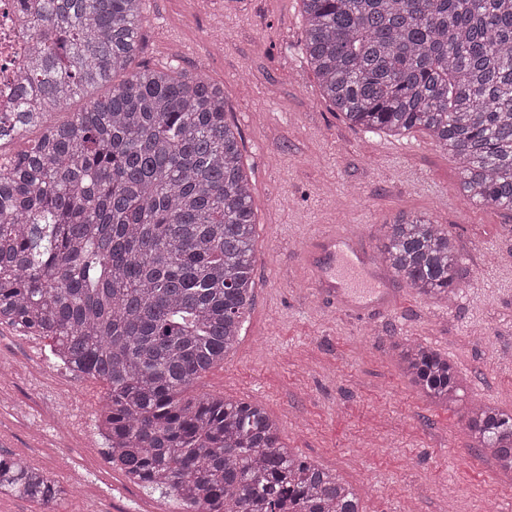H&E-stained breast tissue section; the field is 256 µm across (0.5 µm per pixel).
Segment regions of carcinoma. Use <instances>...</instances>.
I'll return each mask as SVG.
<instances>
[{"label":"carcinoma","mask_w":512,"mask_h":512,"mask_svg":"<svg viewBox=\"0 0 512 512\" xmlns=\"http://www.w3.org/2000/svg\"><path fill=\"white\" fill-rule=\"evenodd\" d=\"M143 2L19 0L34 53L0 145L40 135L0 164V325L51 340L53 358L106 386L112 465L183 512H361L261 402L187 395L251 309L256 220L224 91L135 65ZM301 2L305 53L337 111L366 132L426 131L470 203L512 210V0ZM79 96L84 110L52 121ZM379 262L422 296L457 294L458 252L428 218L386 225ZM399 358L430 401H459L448 357L413 342ZM467 416L475 448L512 474V413L480 402ZM65 494L0 452V497L50 512Z\"/></svg>","instance_id":"carcinoma-1"}]
</instances>
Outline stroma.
I'll return each instance as SVG.
<instances>
[{"mask_svg":"<svg viewBox=\"0 0 512 512\" xmlns=\"http://www.w3.org/2000/svg\"><path fill=\"white\" fill-rule=\"evenodd\" d=\"M140 61L202 70L224 90L243 140L256 216L254 303L223 364L190 394L260 401L288 447L339 474L363 512H512V476L472 446L467 409L512 412V212L466 203L455 159L420 130L365 133L323 96L303 51L300 0H146ZM402 214L447 227L461 261L453 303L389 281L380 316L344 312L312 292L300 257L307 230L333 226L362 253L378 252ZM420 341L446 355L463 388L438 407L398 365ZM0 452L63 479L92 473L57 512H182L171 497L126 488L111 470L95 420L102 382L53 366L44 341L0 327ZM47 372L51 393L29 377Z\"/></svg>","mask_w":512,"mask_h":512,"instance_id":"35a3bbf8","label":"stroma"}]
</instances>
